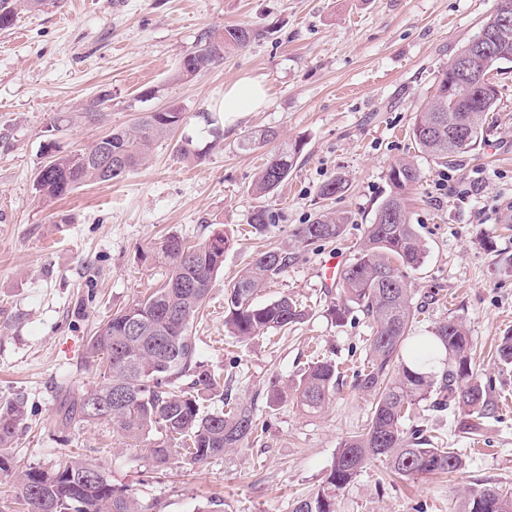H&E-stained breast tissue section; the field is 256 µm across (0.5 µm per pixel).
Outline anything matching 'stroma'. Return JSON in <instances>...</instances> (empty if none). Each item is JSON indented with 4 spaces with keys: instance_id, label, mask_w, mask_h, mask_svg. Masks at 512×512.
<instances>
[{
    "instance_id": "obj_1",
    "label": "stroma",
    "mask_w": 512,
    "mask_h": 512,
    "mask_svg": "<svg viewBox=\"0 0 512 512\" xmlns=\"http://www.w3.org/2000/svg\"><path fill=\"white\" fill-rule=\"evenodd\" d=\"M500 0H45L19 10L0 30V399L21 395L25 418L11 448L15 470L53 469L80 455L113 486L136 492L159 512H291L323 481L342 440L364 431L372 399L352 387L372 334L351 309L343 324L327 310L340 303L319 275L329 262L347 265L377 205L388 173L414 158L421 181L409 197L411 222L426 248L408 283L419 315L411 336H430L437 322L462 318L477 375L492 381L494 413L480 434L460 431L450 410L423 402L404 426L455 449L464 470L402 480L370 463L339 494L336 512H455L466 490L512 489V367L495 351L512 333V69L495 75L501 109L477 150L444 167L418 154L409 130L462 46L495 13ZM248 23L262 37L224 61L178 82L182 57L208 29ZM270 88L268 105L207 125L203 113L238 77ZM108 93L99 122L80 109ZM181 107L185 122L156 141L146 163L125 178L91 183L45 202L34 181L53 117L73 121L57 135L63 152L133 127L143 113ZM266 129L278 141L244 147ZM205 157L177 158L184 139ZM303 140L288 179L271 195L252 184L278 142ZM341 176L342 195L323 199L324 182ZM447 178L437 188L439 178ZM265 207L263 234L248 221ZM344 219L333 241L300 249L296 263L258 296L287 295L308 312L304 322L269 336L237 340L224 332V297L259 250L292 243L317 214ZM227 237L202 316L191 332L199 361L229 377L231 401H251L261 427L248 447L199 468L173 454L155 467L139 446L109 425L62 427L67 391L95 386L85 367L90 336L114 311L165 279L163 241ZM336 359L341 377L322 413L308 417L290 397L270 403L272 382L295 377L311 362Z\"/></svg>"
}]
</instances>
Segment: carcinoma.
<instances>
[{
  "mask_svg": "<svg viewBox=\"0 0 512 512\" xmlns=\"http://www.w3.org/2000/svg\"><path fill=\"white\" fill-rule=\"evenodd\" d=\"M43 3L0 0V30L14 24L18 7L31 11ZM500 14L509 19L507 24L493 27V38L487 43L494 56L491 66L465 86L445 71L433 99L417 113L410 129L418 151L443 165L481 146L488 116L500 108L491 74L512 64V0H502L498 13L485 19L483 26L492 27ZM258 36L248 24L205 31L196 49L183 57L175 79L187 80L211 68ZM461 117L468 118L481 133L464 150L455 146ZM185 119L177 107L169 112H146L135 130H114L100 139L112 153L110 174L88 162L87 152L64 154L51 143V166L39 168L35 190L52 201L89 182L120 180L145 161L153 142ZM303 148L300 140L280 145L260 171L253 192L259 196L272 193L288 178ZM388 179L391 193L378 205L353 261L337 279L343 303L329 309L338 324L344 322L351 305L371 323L366 364L353 382L355 390L373 397L370 419L361 434L340 444L325 480L311 497L298 501L293 512H336L338 493L374 460L406 479L462 470L465 463L454 449L433 445L421 429L405 431L406 413L413 404L430 400L434 408L451 409L457 415L458 428L467 434L481 432L493 414L491 386L483 384L470 365V337L463 320L450 317L432 330L434 342L446 354L441 373L415 370L406 362L418 310L405 272L418 269L425 259L422 240L408 218L407 200L421 175L414 161L404 159L391 168ZM250 224L255 232L264 233L271 224L269 211L254 210ZM342 228V218L326 212L299 225L294 233L296 247L256 253L227 290L224 332L246 340L303 322L306 311L293 298L282 296L258 303L256 296L288 271L298 258V248L333 240ZM226 245L222 236L195 245L177 235L165 239L161 248L169 264L165 282L147 297L113 312L91 336L84 365L94 369L101 381L63 406V425L110 424L131 445L144 447L159 467L169 463L176 447L183 451L188 465L197 467L249 444L258 429L254 403L224 398L220 377L197 359L196 338L190 331L214 275L224 264ZM337 378L336 362L323 358L282 386L273 382L269 400L274 403L286 393L305 415L315 417L335 395ZM216 397L223 399L224 408L204 410V403ZM24 416L23 397L0 401V472L14 474L28 512H41L47 501L52 512H152L154 506L133 493L113 487L106 479L87 478L89 464L78 455L62 458L51 472L35 467L13 472L9 448ZM159 430L165 440H151ZM456 512H512V492L468 490L460 497Z\"/></svg>",
  "mask_w": 512,
  "mask_h": 512,
  "instance_id": "obj_1",
  "label": "carcinoma"
}]
</instances>
